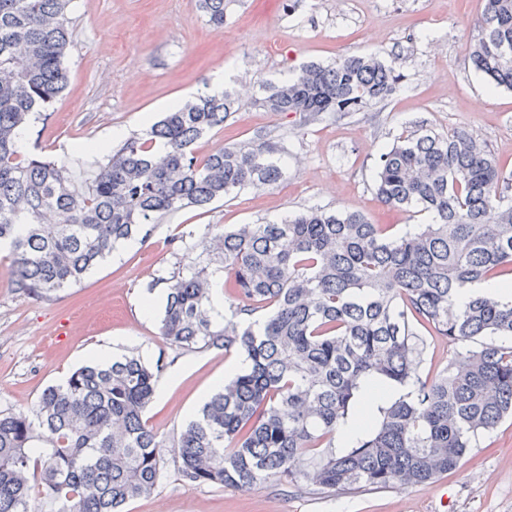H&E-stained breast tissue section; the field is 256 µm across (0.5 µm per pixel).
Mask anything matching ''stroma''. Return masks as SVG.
I'll return each instance as SVG.
<instances>
[{"instance_id":"obj_1","label":"stroma","mask_w":512,"mask_h":512,"mask_svg":"<svg viewBox=\"0 0 512 512\" xmlns=\"http://www.w3.org/2000/svg\"><path fill=\"white\" fill-rule=\"evenodd\" d=\"M70 12L68 86L28 125L26 152L91 170L93 158L66 146L106 140L115 129L144 132L146 121L199 93L221 67L238 110L197 143V155L263 136L284 174L277 187L168 214L120 261H104L80 285L47 299L20 295L0 255V411L30 410L46 387L102 348L116 357L135 351L166 365L158 381L164 392L145 419L172 437L216 391L231 358L221 349L176 354L160 334L163 304L149 286L181 268L184 245L227 224L278 222L312 206L357 210L396 234L426 223L383 206L373 189L380 154L405 131L466 130L512 170V90L488 91L469 63L482 0H231L220 29L198 0H73ZM369 53L403 75L383 101L315 118L260 104L262 83L292 78L309 62ZM125 512H512V418L421 486L323 497L279 481L247 491L186 485L170 470Z\"/></svg>"}]
</instances>
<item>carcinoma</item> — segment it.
Instances as JSON below:
<instances>
[{
	"mask_svg": "<svg viewBox=\"0 0 512 512\" xmlns=\"http://www.w3.org/2000/svg\"><path fill=\"white\" fill-rule=\"evenodd\" d=\"M214 26L226 0H199ZM71 0H0V246L14 288L49 298L80 284L121 242L164 214L204 208L283 177L274 145L249 142L203 158L194 145L236 111L231 94H200L111 149L84 177L23 155L17 139L64 91ZM469 61L512 90V0H484ZM402 80L375 54L307 65L265 87L271 112H357ZM375 194L432 216L390 234L358 211L311 207L279 222L201 238L195 262L165 281L160 336L182 353L236 350L246 367L167 440L144 415L164 369L131 351L46 388L33 410L0 412V512H122L151 495L171 449L185 483L247 490L286 481L315 494L413 487L453 469L478 433L512 417V300L462 288L512 276V171L466 131L402 134L381 153ZM235 302L218 318L213 277ZM259 310L260 321H249ZM438 338L479 342L427 381ZM403 388L336 451L363 388Z\"/></svg>",
	"mask_w": 512,
	"mask_h": 512,
	"instance_id": "cac0c4a2",
	"label": "carcinoma"
}]
</instances>
